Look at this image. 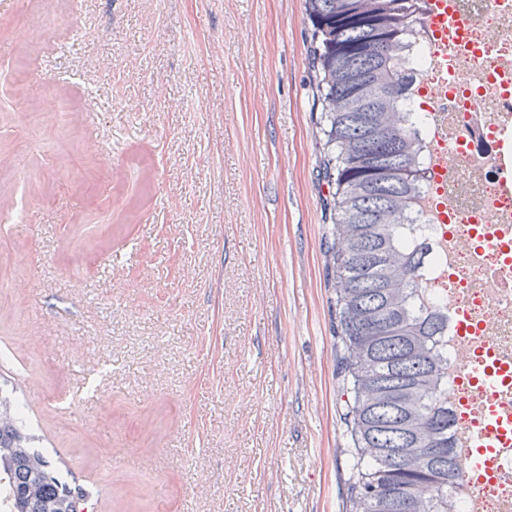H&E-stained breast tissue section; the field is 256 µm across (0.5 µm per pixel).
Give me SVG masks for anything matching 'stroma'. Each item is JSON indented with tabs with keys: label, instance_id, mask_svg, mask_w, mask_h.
<instances>
[{
	"label": "stroma",
	"instance_id": "stroma-1",
	"mask_svg": "<svg viewBox=\"0 0 512 512\" xmlns=\"http://www.w3.org/2000/svg\"><path fill=\"white\" fill-rule=\"evenodd\" d=\"M305 0L0 10V390L87 512H348Z\"/></svg>",
	"mask_w": 512,
	"mask_h": 512
}]
</instances>
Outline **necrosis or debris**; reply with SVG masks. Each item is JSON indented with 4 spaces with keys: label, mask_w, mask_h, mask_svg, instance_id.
<instances>
[{
    "label": "necrosis or debris",
    "mask_w": 512,
    "mask_h": 512,
    "mask_svg": "<svg viewBox=\"0 0 512 512\" xmlns=\"http://www.w3.org/2000/svg\"><path fill=\"white\" fill-rule=\"evenodd\" d=\"M449 16L470 24L448 32L451 47L435 49L443 36L431 23L415 27L404 69L414 74L405 102L424 145L419 219L406 225L408 242H426L430 258L422 270L428 305L448 315V383L444 396L455 428L479 420L484 407L512 408V390L490 395L476 390L463 370L477 344L458 341L464 319L480 329L498 354L512 360V298H496L493 279L512 280V256L497 247L474 252L478 237L512 228V183L496 165V144L512 131V0H446ZM458 512H503L512 505V459L479 486L457 484Z\"/></svg>",
    "instance_id": "necrosis-or-debris-1"
}]
</instances>
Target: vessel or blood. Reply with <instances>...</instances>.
Instances as JSON below:
<instances>
[{"label": "vessel or blood", "instance_id": "obj_1", "mask_svg": "<svg viewBox=\"0 0 512 512\" xmlns=\"http://www.w3.org/2000/svg\"><path fill=\"white\" fill-rule=\"evenodd\" d=\"M464 374L477 389L492 393L512 384V362L502 361L488 351L469 362ZM509 452H512V412L490 406L483 419L467 429L461 480L472 484L491 480L496 461Z\"/></svg>", "mask_w": 512, "mask_h": 512}]
</instances>
